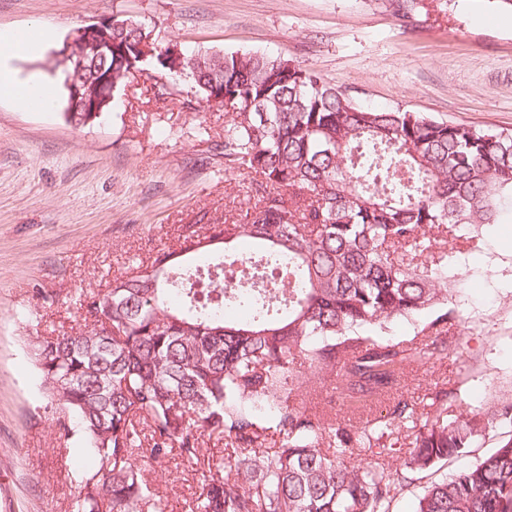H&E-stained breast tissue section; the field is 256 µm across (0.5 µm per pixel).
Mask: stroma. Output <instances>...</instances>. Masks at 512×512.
Listing matches in <instances>:
<instances>
[{
	"label": "stroma",
	"instance_id": "35a3bbf8",
	"mask_svg": "<svg viewBox=\"0 0 512 512\" xmlns=\"http://www.w3.org/2000/svg\"><path fill=\"white\" fill-rule=\"evenodd\" d=\"M146 23L162 44L265 52L314 69L357 104L512 131V5L505 0H0V31L51 28L52 42L15 60L20 78L56 79L71 32L99 16ZM190 80L157 95L145 71L113 93L102 122L0 100V501L11 512H71L78 493L55 410L40 398L19 337L39 312L57 335L80 293L106 288L133 261L175 245L184 225L240 208L250 179L225 175L223 109L190 108ZM463 358L409 371L404 399L448 390L453 410L512 396V197L463 261ZM45 295L57 305L42 308ZM497 445L416 475L392 512H415L424 485L475 464ZM170 512H194L201 471L171 454L146 471Z\"/></svg>",
	"mask_w": 512,
	"mask_h": 512
}]
</instances>
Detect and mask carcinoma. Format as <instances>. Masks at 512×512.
<instances>
[{
  "label": "carcinoma",
  "instance_id": "cac0c4a2",
  "mask_svg": "<svg viewBox=\"0 0 512 512\" xmlns=\"http://www.w3.org/2000/svg\"><path fill=\"white\" fill-rule=\"evenodd\" d=\"M103 39L121 85L144 64L224 96V172L252 175L239 221L191 224L108 288L76 300L79 328L22 337L56 407L59 439L92 459L71 512H166L146 467L172 451L203 465L195 512H390L411 474L507 428L474 466L427 486L416 512H512V400L448 416L398 400L337 425L310 406L333 389L357 411L412 366L464 356L454 240L498 223L512 196V132L369 109L314 70L265 53L184 51L112 17ZM144 44L142 59L134 48ZM103 113L66 112L76 126ZM408 341L386 324L437 306ZM412 435V446L399 441Z\"/></svg>",
  "mask_w": 512,
  "mask_h": 512
}]
</instances>
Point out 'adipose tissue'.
Wrapping results in <instances>:
<instances>
[{"label":"adipose tissue","instance_id":"adipose-tissue-1","mask_svg":"<svg viewBox=\"0 0 512 512\" xmlns=\"http://www.w3.org/2000/svg\"><path fill=\"white\" fill-rule=\"evenodd\" d=\"M39 42L36 36H9L0 44V97L24 108L35 106L39 111L48 112L53 109L55 99L49 95L45 83L37 79L18 83L6 63L7 57L28 53Z\"/></svg>","mask_w":512,"mask_h":512}]
</instances>
